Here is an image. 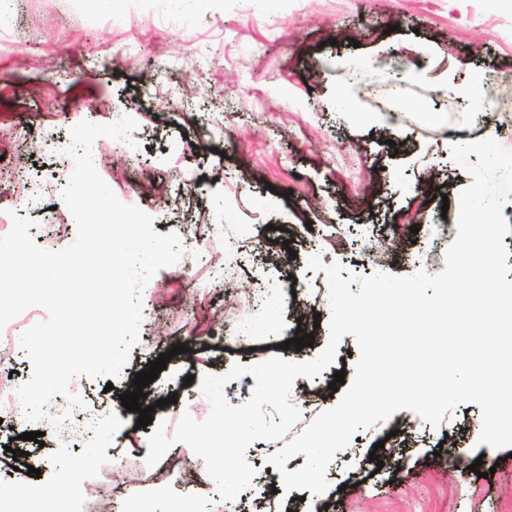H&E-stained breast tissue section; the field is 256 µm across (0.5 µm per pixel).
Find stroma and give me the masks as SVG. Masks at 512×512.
Here are the masks:
<instances>
[{
    "instance_id": "stroma-1",
    "label": "stroma",
    "mask_w": 512,
    "mask_h": 512,
    "mask_svg": "<svg viewBox=\"0 0 512 512\" xmlns=\"http://www.w3.org/2000/svg\"><path fill=\"white\" fill-rule=\"evenodd\" d=\"M0 49V156L8 172L48 186L45 207L62 221L49 224L29 209V233L41 248L74 243L77 225L64 203L63 182L74 162L56 148L32 149L30 139H66L81 121L108 124L116 113L138 123L142 157L124 161L103 151L98 173L118 199L159 198L152 227L176 233L181 250L210 251L206 261L160 269L143 292L140 340L122 376L81 374L73 379L84 405L119 410L136 373L173 345L143 406H155L173 436L183 415L205 420L211 410L197 381L222 376L237 364L288 358L298 308L319 314L314 342L300 351L312 359L329 338L331 310L325 272L308 269L311 254L340 263L358 276L366 238H390L383 269L400 276L445 267L450 247L441 226L455 223V203L471 184L452 156L455 143L496 139L512 151V122L493 100L512 75V7L502 0H276L263 10L249 0H10ZM482 88L473 102L464 92ZM344 96L349 112L336 109ZM366 116L352 121L351 113ZM197 180L200 191L186 188ZM450 209H443V202ZM230 267L235 291H226L218 266ZM297 282L298 307L281 304L266 335L240 340L250 298L265 296L287 278ZM357 342L343 336L334 364L315 378L297 377L293 404L302 422L333 408L335 372L353 378ZM195 384L184 385L186 376ZM177 396L158 408V400ZM121 438L94 432L70 442L43 423L0 421V446L26 429L43 432L27 442L28 462L39 469L41 497L54 499L71 459L94 451L98 465L81 481L69 512H157L160 496L197 502L202 512H512V452L489 451L479 441L482 410L464 402L434 426L409 410L356 432L336 452L317 496L271 493L278 472L270 459L288 437L259 439L246 451L255 470L238 498L221 500L202 459L174 440L168 456L184 465L147 466L152 425L121 412ZM377 452L379 463L369 460ZM480 461V472L460 475L457 456Z\"/></svg>"
}]
</instances>
